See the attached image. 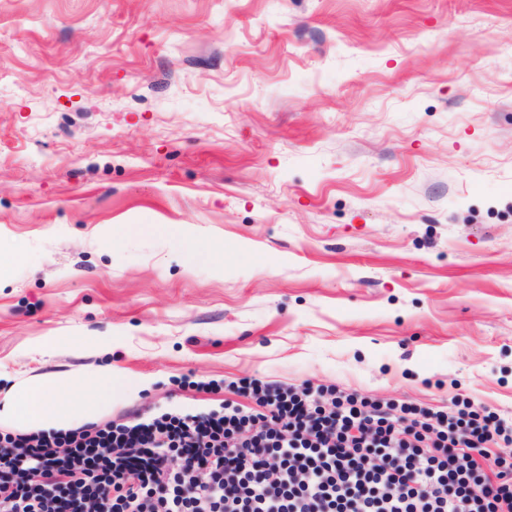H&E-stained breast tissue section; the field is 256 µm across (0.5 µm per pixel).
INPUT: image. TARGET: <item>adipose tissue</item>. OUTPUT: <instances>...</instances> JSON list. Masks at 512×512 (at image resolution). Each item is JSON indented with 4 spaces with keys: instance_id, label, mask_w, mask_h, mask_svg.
<instances>
[{
    "instance_id": "obj_1",
    "label": "adipose tissue",
    "mask_w": 512,
    "mask_h": 512,
    "mask_svg": "<svg viewBox=\"0 0 512 512\" xmlns=\"http://www.w3.org/2000/svg\"><path fill=\"white\" fill-rule=\"evenodd\" d=\"M145 387V382L117 376L108 365L44 373L18 382L0 399V426L23 432L76 428L98 421L114 391L135 395Z\"/></svg>"
}]
</instances>
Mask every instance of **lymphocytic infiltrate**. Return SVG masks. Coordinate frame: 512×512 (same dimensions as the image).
Returning <instances> with one entry per match:
<instances>
[{
	"mask_svg": "<svg viewBox=\"0 0 512 512\" xmlns=\"http://www.w3.org/2000/svg\"><path fill=\"white\" fill-rule=\"evenodd\" d=\"M256 406L0 432V512H512V419L243 381Z\"/></svg>",
	"mask_w": 512,
	"mask_h": 512,
	"instance_id": "lymphocytic-infiltrate-1",
	"label": "lymphocytic infiltrate"
}]
</instances>
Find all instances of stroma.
<instances>
[{
  "label": "stroma",
  "mask_w": 512,
  "mask_h": 512,
  "mask_svg": "<svg viewBox=\"0 0 512 512\" xmlns=\"http://www.w3.org/2000/svg\"><path fill=\"white\" fill-rule=\"evenodd\" d=\"M0 248V398L512 417V0H0Z\"/></svg>",
  "instance_id": "stroma-1"
}]
</instances>
